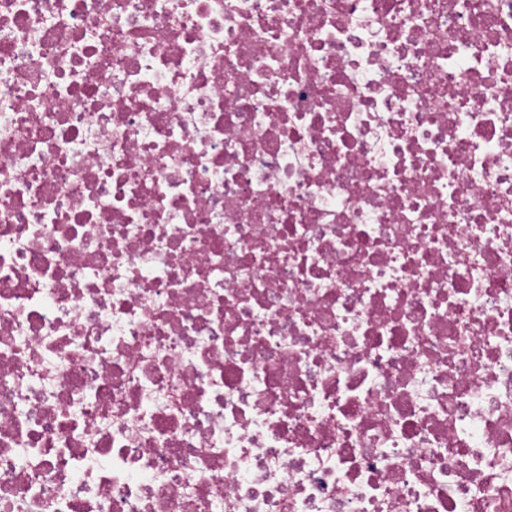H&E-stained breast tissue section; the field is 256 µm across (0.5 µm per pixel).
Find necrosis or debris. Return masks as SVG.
Segmentation results:
<instances>
[{
    "instance_id": "1",
    "label": "necrosis or debris",
    "mask_w": 512,
    "mask_h": 512,
    "mask_svg": "<svg viewBox=\"0 0 512 512\" xmlns=\"http://www.w3.org/2000/svg\"><path fill=\"white\" fill-rule=\"evenodd\" d=\"M0 512H512V0H0Z\"/></svg>"
}]
</instances>
